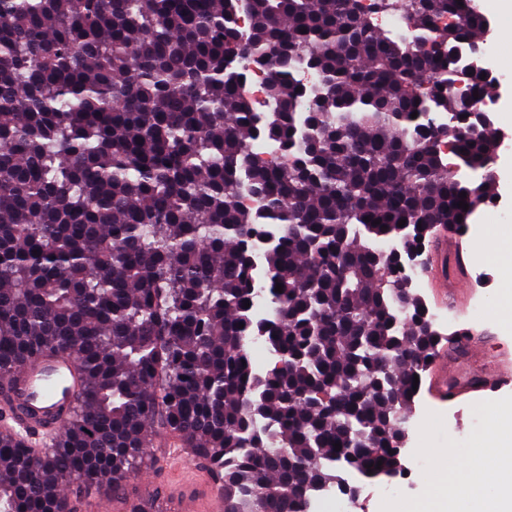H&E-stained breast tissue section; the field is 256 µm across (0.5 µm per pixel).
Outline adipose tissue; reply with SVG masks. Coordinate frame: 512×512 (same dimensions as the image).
<instances>
[{"mask_svg":"<svg viewBox=\"0 0 512 512\" xmlns=\"http://www.w3.org/2000/svg\"><path fill=\"white\" fill-rule=\"evenodd\" d=\"M484 420L466 469H449L446 455L424 448L432 467L420 512H512V401L488 409Z\"/></svg>","mask_w":512,"mask_h":512,"instance_id":"adipose-tissue-1","label":"adipose tissue"}]
</instances>
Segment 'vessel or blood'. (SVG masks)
Here are the masks:
<instances>
[{
	"instance_id": "obj_1",
	"label": "vessel or blood",
	"mask_w": 512,
	"mask_h": 512,
	"mask_svg": "<svg viewBox=\"0 0 512 512\" xmlns=\"http://www.w3.org/2000/svg\"><path fill=\"white\" fill-rule=\"evenodd\" d=\"M433 264L447 262L455 287H467L469 272L462 255L451 250L444 236L432 244ZM477 346L468 331H459L447 350L433 359L431 367L438 372L436 387L441 400L452 401L469 392H493L512 384V374L502 373L490 378L470 369ZM82 374L76 356L69 352L44 349L27 359L12 373L8 382L7 405L14 423L26 434L34 435L51 425L61 424L69 415ZM188 454L181 438H168L158 459L159 465L172 468ZM101 512H224V496L216 488L208 472L177 479L171 488L157 486L150 476L138 479L137 490L129 495H103Z\"/></svg>"
}]
</instances>
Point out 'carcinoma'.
<instances>
[{"label": "carcinoma", "instance_id": "cac0c4a2", "mask_svg": "<svg viewBox=\"0 0 512 512\" xmlns=\"http://www.w3.org/2000/svg\"><path fill=\"white\" fill-rule=\"evenodd\" d=\"M395 9L417 41L355 0H0V382L41 347L85 374L51 442L0 440V512H79L61 481L123 486L159 429L218 471L224 512H311L341 466L400 470L438 334L399 267L491 201L499 136L453 89L457 47L482 54L474 0L371 7ZM251 62L273 66L266 112ZM247 335L281 363L254 373ZM269 74L268 66H254L248 70L246 89L250 93L257 108L265 103L264 87ZM251 313L255 320H264L271 314L270 298L264 268V248L260 247L255 259V286Z\"/></svg>", "mask_w": 512, "mask_h": 512}]
</instances>
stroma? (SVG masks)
I'll return each mask as SVG.
<instances>
[{
  "instance_id": "stroma-1",
  "label": "stroma",
  "mask_w": 512,
  "mask_h": 512,
  "mask_svg": "<svg viewBox=\"0 0 512 512\" xmlns=\"http://www.w3.org/2000/svg\"><path fill=\"white\" fill-rule=\"evenodd\" d=\"M502 220L512 222V206L505 200L480 206L460 238L458 247L470 272L471 283L456 307H448L441 299L429 271H422L415 283V291L429 313L449 312L447 323L437 328L440 337L469 329L474 341L482 348L486 362L512 369V326L502 323L493 308L503 286L500 267L493 259L479 257L476 249L487 225ZM422 379L421 390L406 423L407 433L401 453L403 472L392 479L368 480L351 468H340V476L349 486L358 489L357 502H349L344 495H331L315 501L316 512H342L346 505L352 506L354 512H381L383 504L389 500L413 505L428 491V471L420 467L421 456L416 451L419 440H426L432 448L470 447L473 421L480 418L481 405L512 398V388L506 387L492 395L471 393L456 403H443L430 391V374H423Z\"/></svg>"
}]
</instances>
